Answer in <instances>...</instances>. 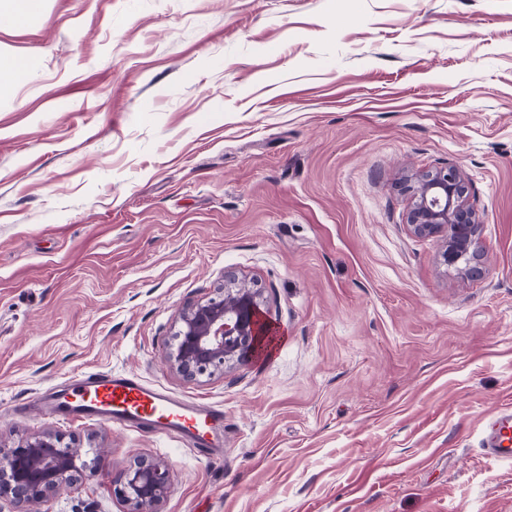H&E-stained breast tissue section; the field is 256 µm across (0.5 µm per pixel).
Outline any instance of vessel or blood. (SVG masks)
Returning <instances> with one entry per match:
<instances>
[{
  "label": "vessel or blood",
  "mask_w": 512,
  "mask_h": 512,
  "mask_svg": "<svg viewBox=\"0 0 512 512\" xmlns=\"http://www.w3.org/2000/svg\"><path fill=\"white\" fill-rule=\"evenodd\" d=\"M43 412L63 418H96L152 437L188 440L207 458L224 452V412L203 403L173 398L134 372H84L41 400ZM490 454L512 459V407L490 421Z\"/></svg>",
  "instance_id": "b4317fda"
}]
</instances>
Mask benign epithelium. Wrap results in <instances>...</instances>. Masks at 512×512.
<instances>
[{
  "label": "benign epithelium",
  "instance_id": "benign-epithelium-1",
  "mask_svg": "<svg viewBox=\"0 0 512 512\" xmlns=\"http://www.w3.org/2000/svg\"><path fill=\"white\" fill-rule=\"evenodd\" d=\"M410 205L407 225L418 236L448 231L441 264L475 277L479 263L478 224L467 203L468 187L454 167L424 172L405 186ZM262 289L244 286L233 274L224 276V288L188 305L175 324L166 364L176 373L211 377L243 362L258 349ZM99 449L88 459L59 436L44 431L7 451L0 448V501L8 512H31V505L48 498L84 472H96L104 461ZM170 482L166 465L140 460L114 478L126 512H157Z\"/></svg>",
  "mask_w": 512,
  "mask_h": 512
}]
</instances>
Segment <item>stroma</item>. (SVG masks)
I'll return each instance as SVG.
<instances>
[{
	"instance_id": "35a3bbf8",
	"label": "stroma",
	"mask_w": 512,
	"mask_h": 512,
	"mask_svg": "<svg viewBox=\"0 0 512 512\" xmlns=\"http://www.w3.org/2000/svg\"><path fill=\"white\" fill-rule=\"evenodd\" d=\"M0 443L106 447L37 512H512L485 426L512 403V0H45L0 50ZM457 168L482 275L440 263L401 185ZM234 273L270 351L187 379L175 319ZM134 371L224 411V454L37 400ZM29 70L28 59L0 51V97L9 95ZM118 493L127 506L125 512H158L166 497L170 474L166 465L152 460H140L114 478Z\"/></svg>"
}]
</instances>
